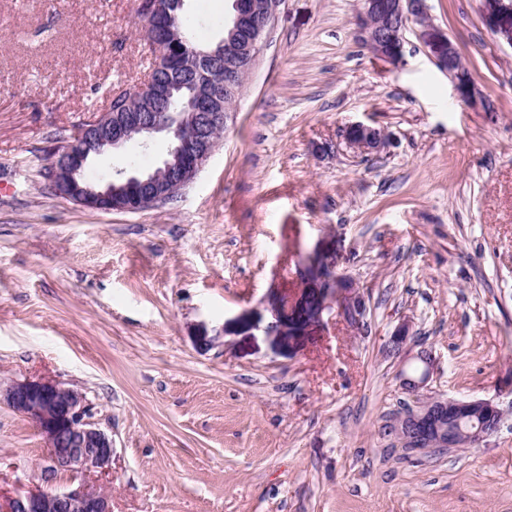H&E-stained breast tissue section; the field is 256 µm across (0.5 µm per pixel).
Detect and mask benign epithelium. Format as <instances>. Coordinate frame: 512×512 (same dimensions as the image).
Here are the masks:
<instances>
[{
    "instance_id": "obj_1",
    "label": "benign epithelium",
    "mask_w": 512,
    "mask_h": 512,
    "mask_svg": "<svg viewBox=\"0 0 512 512\" xmlns=\"http://www.w3.org/2000/svg\"><path fill=\"white\" fill-rule=\"evenodd\" d=\"M284 0H231V12L224 22V36L213 49L191 53L204 71L192 95L179 112L166 103L174 87L154 77L129 90L136 100L152 105L147 112H102L83 129V145L64 143L55 149L47 176L56 194L92 210H120L137 213L170 199L186 187L209 159L224 129L228 110L225 92L239 85L249 71L263 40L271 33ZM184 0H139L150 40L175 33V8ZM490 26L512 27V0H482ZM417 25V38L438 68L448 75L459 98L467 104L477 101L471 72L460 65L457 46L429 20L425 0H362L356 21V36L381 59L402 58L409 24ZM165 134L170 138L167 155L158 165L164 176L151 171L119 170L115 184L83 183L90 161L125 148L129 143L151 140ZM348 143L363 153L380 149L385 138L376 128L352 125ZM302 288L297 297L269 298L265 311L271 320L265 331L277 342L303 334L323 320L335 298L336 275L317 256H308L301 269ZM423 372L405 375L404 389L419 394L424 387L432 356L418 355ZM0 404L35 424L45 440L47 452L42 473L45 487L8 500L3 512H112V500L100 486L79 485L59 490L54 485L61 472H106L113 456L112 437L91 420L89 405L78 390L50 377L15 379L0 383ZM501 413L490 400L432 398L420 400L417 408L395 419L389 433L415 451H440L461 445L477 446L494 433Z\"/></svg>"
}]
</instances>
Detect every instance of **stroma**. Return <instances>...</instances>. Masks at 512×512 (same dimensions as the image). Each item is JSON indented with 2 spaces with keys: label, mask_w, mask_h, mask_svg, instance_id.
Returning a JSON list of instances; mask_svg holds the SVG:
<instances>
[{
  "label": "stroma",
  "mask_w": 512,
  "mask_h": 512,
  "mask_svg": "<svg viewBox=\"0 0 512 512\" xmlns=\"http://www.w3.org/2000/svg\"><path fill=\"white\" fill-rule=\"evenodd\" d=\"M427 5L493 111L459 100L415 28L386 63L355 37L361 0H285L195 179L128 213L55 196L45 172L56 132L147 80L137 0H0V380L85 395L112 437V512H512V41L481 0ZM229 8L189 0L198 46ZM354 123L384 147L350 148ZM167 147L85 176L153 168ZM312 251L344 287L295 349L235 325L297 294ZM423 350L424 395L502 411L480 447L389 434ZM45 452L0 406V498L42 488Z\"/></svg>",
  "instance_id": "obj_1"
}]
</instances>
